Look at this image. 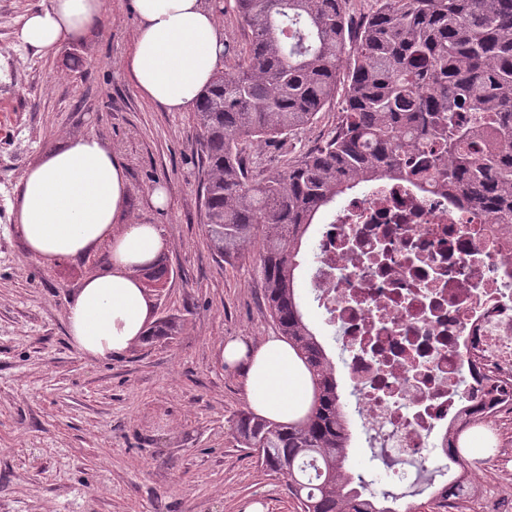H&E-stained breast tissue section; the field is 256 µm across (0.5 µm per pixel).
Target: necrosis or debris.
<instances>
[{
    "mask_svg": "<svg viewBox=\"0 0 512 512\" xmlns=\"http://www.w3.org/2000/svg\"><path fill=\"white\" fill-rule=\"evenodd\" d=\"M313 286L347 352L346 379L389 463L448 459V432L512 415V227L432 187L388 180L336 207Z\"/></svg>",
    "mask_w": 512,
    "mask_h": 512,
    "instance_id": "obj_1",
    "label": "necrosis or debris"
}]
</instances>
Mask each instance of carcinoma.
<instances>
[{"mask_svg": "<svg viewBox=\"0 0 512 512\" xmlns=\"http://www.w3.org/2000/svg\"><path fill=\"white\" fill-rule=\"evenodd\" d=\"M249 39L225 57L195 112L201 131L204 235L235 263L258 241L266 308L312 377L308 413L288 424L241 412L236 437L267 472L283 474L302 512H399L344 467L350 439L335 369L304 319L296 270L320 211L361 184L412 178L512 226V0H376L356 28L350 0H233ZM326 140L287 167L254 177L240 145H286L336 100ZM136 272L167 283L163 258ZM177 317L146 339L178 336ZM461 433L448 461L466 472Z\"/></svg>", "mask_w": 512, "mask_h": 512, "instance_id": "cac0c4a2", "label": "carcinoma"}]
</instances>
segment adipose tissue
Masks as SVG:
<instances>
[{"label": "adipose tissue", "mask_w": 512, "mask_h": 512, "mask_svg": "<svg viewBox=\"0 0 512 512\" xmlns=\"http://www.w3.org/2000/svg\"><path fill=\"white\" fill-rule=\"evenodd\" d=\"M138 17L125 68L140 93L171 112L193 110L224 57L226 40L203 0H132ZM102 18V0H49L30 11L16 34L43 52L76 40ZM129 182L122 159L91 132L48 149L17 187V231L28 253L46 264L72 261L106 248L108 268L84 278L68 307L73 341L111 358L147 332L148 294L135 267L163 250L159 226L122 225ZM226 364L241 367L245 399L262 417L288 423L303 417L312 381L287 341L225 342Z\"/></svg>", "instance_id": "adipose-tissue-1"}]
</instances>
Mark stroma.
<instances>
[{
	"mask_svg": "<svg viewBox=\"0 0 512 512\" xmlns=\"http://www.w3.org/2000/svg\"><path fill=\"white\" fill-rule=\"evenodd\" d=\"M48 0H0V512H299L288 480L266 474L235 435L247 410L243 376L224 364L227 340L276 335L256 270L258 246L234 264L216 259L203 232L200 130L193 113L170 112L141 95L123 63L137 18L131 0H102L98 28L55 49L18 44L24 16ZM341 109L333 103L289 147L244 144L253 171L281 168L321 144ZM94 131L126 162L127 219L155 224L171 270L151 293V316L183 319L179 336L138 342L101 360L71 340L67 305L82 280L109 263L105 250L47 265L31 257L11 205L24 169L65 137ZM164 184L169 205L154 209ZM300 304L340 377L344 409L356 400L344 383L346 355L313 298L315 235L298 256ZM345 468L375 494L393 492L413 512H483L432 496L434 459L416 461L417 482L394 487L381 450L352 426ZM470 475L500 493L512 512V467L468 458Z\"/></svg>",
	"mask_w": 512,
	"mask_h": 512,
	"instance_id": "obj_1",
	"label": "stroma"
}]
</instances>
